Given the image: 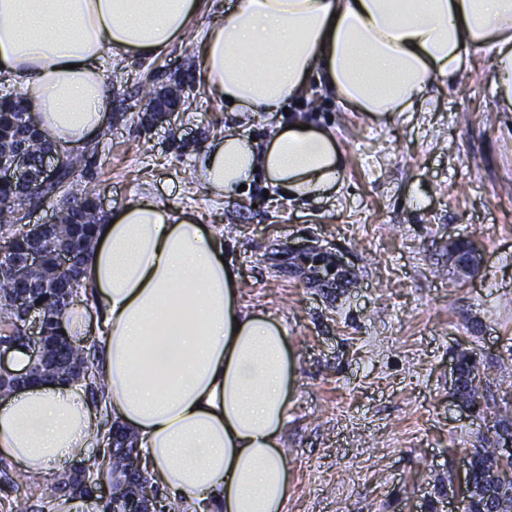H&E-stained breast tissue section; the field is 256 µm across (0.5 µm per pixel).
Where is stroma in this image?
I'll return each instance as SVG.
<instances>
[{"label": "stroma", "mask_w": 512, "mask_h": 512, "mask_svg": "<svg viewBox=\"0 0 512 512\" xmlns=\"http://www.w3.org/2000/svg\"><path fill=\"white\" fill-rule=\"evenodd\" d=\"M236 2L211 0L154 58L105 61L110 116L82 149L81 177L103 217L148 192L223 225L242 302L272 313L298 357L288 512H444L473 447H493L497 421H512V112L497 109L490 58L380 121L314 89L289 108L335 134L339 191L292 202L258 176L220 202L195 172L236 118L183 63ZM176 81L174 123L145 121L147 90ZM455 238L479 246L474 270L449 257ZM463 351L479 374L473 413L449 393Z\"/></svg>", "instance_id": "35a3bbf8"}]
</instances>
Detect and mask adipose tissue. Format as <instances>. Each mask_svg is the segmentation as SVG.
<instances>
[{
    "label": "adipose tissue",
    "mask_w": 512,
    "mask_h": 512,
    "mask_svg": "<svg viewBox=\"0 0 512 512\" xmlns=\"http://www.w3.org/2000/svg\"><path fill=\"white\" fill-rule=\"evenodd\" d=\"M206 0H0V74L20 88L43 141L84 146L110 109L103 58L153 57L183 41ZM490 53L499 108L512 112V0H238L201 38L199 73L238 124L202 152L197 177L220 199L262 175L289 199L338 191L331 132L288 113L312 86L352 112L411 111L428 85ZM274 116L266 141L243 119ZM221 230L145 193L97 230L86 295L66 335L103 331L102 409L132 434L155 485L217 512H285L283 435L298 358L286 330L239 298ZM98 427L78 384L0 397V456L21 473L77 463Z\"/></svg>",
    "instance_id": "obj_1"
}]
</instances>
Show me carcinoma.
Listing matches in <instances>:
<instances>
[{
	"label": "carcinoma",
	"instance_id": "carcinoma-1",
	"mask_svg": "<svg viewBox=\"0 0 512 512\" xmlns=\"http://www.w3.org/2000/svg\"><path fill=\"white\" fill-rule=\"evenodd\" d=\"M21 110L17 101H0V135L13 137L15 127L19 120L18 111ZM28 154L32 168L42 161L44 153L43 144L36 140H27L23 144ZM84 156L67 154L63 163V172L54 185L42 187L35 186L26 199H16L14 190L8 185H0V251L12 253L21 251L28 245L27 236L21 225V211L27 205L37 204L48 197L59 195L63 198V206L59 211V223L50 227L43 246L46 249V262L53 263L52 254L59 248L75 247L80 257H85L93 246L95 232L102 218L94 207L95 192L87 188L77 187L74 176L82 167ZM68 281L60 278L57 288L48 290L42 288L38 278L31 277V283L23 288L16 287V281L5 275L0 277V322L3 323V334L0 337L12 342V345L26 346L23 331L22 311L15 305L19 295L26 296L27 304L31 308L45 309L50 314L61 318L70 305L72 291L66 290ZM96 341L74 342L62 340L56 343L55 356L57 364L34 370L36 375H50L59 377L61 382L80 380L88 395L95 399L104 391L105 379L103 372L98 369ZM476 360L470 355H463L460 365L462 378V391L460 397L464 404L471 406L476 403V388L472 386L473 368ZM141 449L132 445V440L126 434L118 433L116 450L106 448L102 455L86 461L79 462V469L88 474L89 480L94 482L104 471L122 467V462L130 456L139 457ZM490 459L486 449L476 448L470 459L472 492L465 512H512V459L493 467L489 465ZM44 480L41 475H26L24 481L16 480L3 467L0 469V492L4 498L20 493L22 486H36ZM116 493L101 503L102 512H119L125 507L124 500L135 497L143 504H149L155 512H188L182 501L172 500L160 492L145 471L138 467L130 469L123 474V480L116 482ZM54 493L50 499H40L28 507V510L19 509L17 512H54L62 498L83 497L85 493L77 491L72 485L71 474L67 473L56 480Z\"/></svg>",
	"mask_w": 512,
	"mask_h": 512
}]
</instances>
